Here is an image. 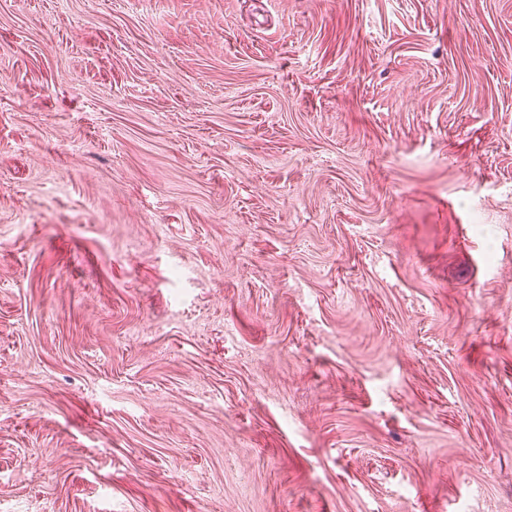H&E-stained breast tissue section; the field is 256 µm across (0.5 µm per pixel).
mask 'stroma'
I'll return each instance as SVG.
<instances>
[{
  "label": "stroma",
  "mask_w": 512,
  "mask_h": 512,
  "mask_svg": "<svg viewBox=\"0 0 512 512\" xmlns=\"http://www.w3.org/2000/svg\"><path fill=\"white\" fill-rule=\"evenodd\" d=\"M0 512H512V0H0Z\"/></svg>",
  "instance_id": "obj_1"
}]
</instances>
